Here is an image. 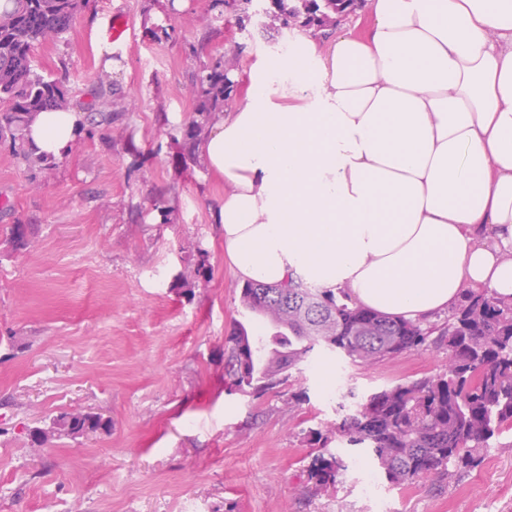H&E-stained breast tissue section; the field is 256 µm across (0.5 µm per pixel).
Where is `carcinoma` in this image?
<instances>
[{
  "label": "carcinoma",
  "instance_id": "cac0c4a2",
  "mask_svg": "<svg viewBox=\"0 0 512 512\" xmlns=\"http://www.w3.org/2000/svg\"><path fill=\"white\" fill-rule=\"evenodd\" d=\"M284 2L278 0L275 19L286 28L310 21L316 12H336L338 0H296L292 8ZM84 5L85 0H5L0 6V147L34 179L56 167L27 145L25 128L34 113L74 103L86 111L87 136L110 137V75L99 77L85 104L75 100L67 80L47 77L35 65L36 49L61 41ZM231 66L223 55L201 64L193 76L195 110L173 136L176 160L186 170L197 165V145L234 89ZM29 235L24 224L6 228L13 251L26 249ZM241 298L244 310L267 319L274 332L256 338L244 324L235 327L224 343L225 383L256 398L286 384L317 349L370 366L423 349L435 334L438 348L448 352L447 371L384 387L338 426L310 430L315 448L307 476L316 494L336 488L346 471L329 447L334 436L367 449L390 483L404 485L430 476L457 478L480 464L489 440L512 429V297L468 290L439 326L364 309L343 289L333 293L300 278L283 285L247 283ZM110 428L99 413L61 412L27 432L41 446Z\"/></svg>",
  "mask_w": 512,
  "mask_h": 512
}]
</instances>
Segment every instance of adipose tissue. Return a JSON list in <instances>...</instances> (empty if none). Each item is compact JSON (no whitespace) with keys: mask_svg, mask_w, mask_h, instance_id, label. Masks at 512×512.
Segmentation results:
<instances>
[{"mask_svg":"<svg viewBox=\"0 0 512 512\" xmlns=\"http://www.w3.org/2000/svg\"><path fill=\"white\" fill-rule=\"evenodd\" d=\"M362 33L303 38L289 88L259 60L199 147L241 281L299 277L415 320L463 289L512 296V0H369ZM36 114V154L80 129Z\"/></svg>","mask_w":512,"mask_h":512,"instance_id":"obj_1","label":"adipose tissue"}]
</instances>
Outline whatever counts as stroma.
<instances>
[{
    "instance_id": "35a3bbf8",
    "label": "stroma",
    "mask_w": 512,
    "mask_h": 512,
    "mask_svg": "<svg viewBox=\"0 0 512 512\" xmlns=\"http://www.w3.org/2000/svg\"><path fill=\"white\" fill-rule=\"evenodd\" d=\"M206 0H88L64 41L36 52L46 76L70 67L78 95L110 73L116 125L129 138L85 140L33 182L0 148V512H372L361 493L367 456L335 440L348 470L310 496L307 432L333 427L356 401L443 371L446 351H412L370 367L317 354L257 398L228 392L224 340L244 323L242 283L224 261L212 215L224 184L204 165L177 166L172 128L194 110L200 63L234 50L240 70L278 60L302 34L279 22L213 23ZM125 43L108 44L113 12ZM170 19L173 39L156 38ZM165 200L164 224L152 205ZM142 215L131 214L130 203ZM36 228L10 252L5 229ZM210 271L184 285L196 249ZM306 391V401L292 396ZM94 410L107 434L31 446L26 428L61 411ZM455 483L379 478L388 512H512V431L489 440Z\"/></svg>"
}]
</instances>
